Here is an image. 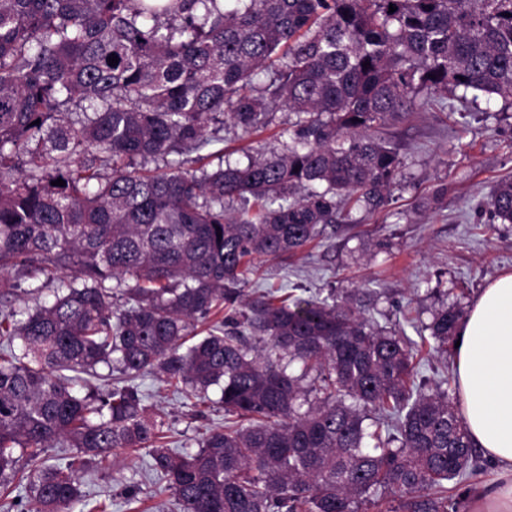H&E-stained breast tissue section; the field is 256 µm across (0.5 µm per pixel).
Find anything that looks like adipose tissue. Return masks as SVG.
Here are the masks:
<instances>
[{
    "label": "adipose tissue",
    "mask_w": 512,
    "mask_h": 512,
    "mask_svg": "<svg viewBox=\"0 0 512 512\" xmlns=\"http://www.w3.org/2000/svg\"><path fill=\"white\" fill-rule=\"evenodd\" d=\"M456 336L460 414L497 465L473 498L478 512H512V272L482 291Z\"/></svg>",
    "instance_id": "obj_1"
}]
</instances>
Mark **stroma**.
Segmentation results:
<instances>
[{"label": "stroma", "instance_id": "35a3bbf8", "mask_svg": "<svg viewBox=\"0 0 512 512\" xmlns=\"http://www.w3.org/2000/svg\"><path fill=\"white\" fill-rule=\"evenodd\" d=\"M276 113L262 133L242 135L224 126V152L243 158L274 143L292 121ZM388 135L404 157L402 181L387 206L376 212L340 211L336 233H325L318 246L290 258H265L249 293L308 297L365 295L370 314L381 325L418 339V326L436 309L455 304L470 308L490 283L512 272V224L491 221L483 200L496 183L512 177V108L479 113L460 105L434 107L395 122ZM147 395L148 415L161 416L170 448L196 451V441L223 426L219 392L195 408L153 376L139 377ZM146 450L127 453L108 473L82 476L90 512L107 503V512H175L171 492H158L147 468Z\"/></svg>", "mask_w": 512, "mask_h": 512}]
</instances>
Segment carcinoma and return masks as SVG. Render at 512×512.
<instances>
[{"label": "carcinoma", "instance_id": "carcinoma-1", "mask_svg": "<svg viewBox=\"0 0 512 512\" xmlns=\"http://www.w3.org/2000/svg\"><path fill=\"white\" fill-rule=\"evenodd\" d=\"M448 96L512 98V0H0V495L73 512L85 456L144 448L177 512H457L480 451L417 342L352 295L242 300L256 257L381 208L404 159L379 130ZM279 111L278 146L224 158L215 124ZM487 205L512 223V178ZM23 281L59 285L29 307ZM462 318L421 341L448 352ZM145 374L219 390L224 427L170 451Z\"/></svg>", "mask_w": 512, "mask_h": 512}]
</instances>
